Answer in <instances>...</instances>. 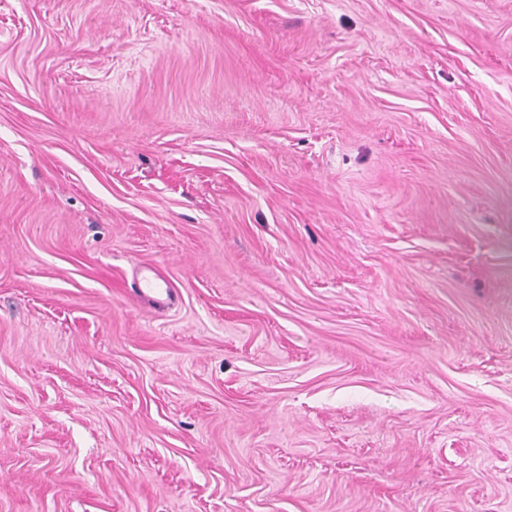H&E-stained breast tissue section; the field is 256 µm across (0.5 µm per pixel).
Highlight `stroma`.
I'll list each match as a JSON object with an SVG mask.
<instances>
[{
    "label": "stroma",
    "instance_id": "stroma-1",
    "mask_svg": "<svg viewBox=\"0 0 512 512\" xmlns=\"http://www.w3.org/2000/svg\"><path fill=\"white\" fill-rule=\"evenodd\" d=\"M0 512H512V0H0ZM150 272L151 269L148 266L140 267L139 273L132 283V291L138 295L150 297L155 306L159 308L165 307L168 305L172 289L166 283H159Z\"/></svg>",
    "mask_w": 512,
    "mask_h": 512
}]
</instances>
